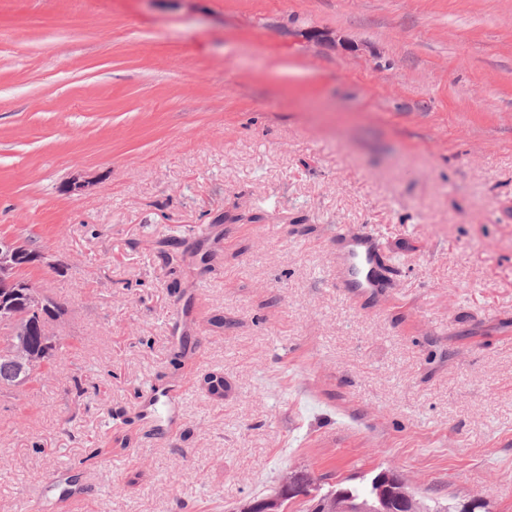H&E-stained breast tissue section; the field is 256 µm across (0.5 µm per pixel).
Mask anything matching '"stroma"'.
Instances as JSON below:
<instances>
[{
	"label": "stroma",
	"mask_w": 512,
	"mask_h": 512,
	"mask_svg": "<svg viewBox=\"0 0 512 512\" xmlns=\"http://www.w3.org/2000/svg\"><path fill=\"white\" fill-rule=\"evenodd\" d=\"M1 235L65 310L0 391V512L60 472L69 512H241L294 469L512 512V0H0ZM376 263L377 252L371 240L345 238L344 247L336 256V281L353 294H369L380 287L374 275Z\"/></svg>",
	"instance_id": "1"
}]
</instances>
